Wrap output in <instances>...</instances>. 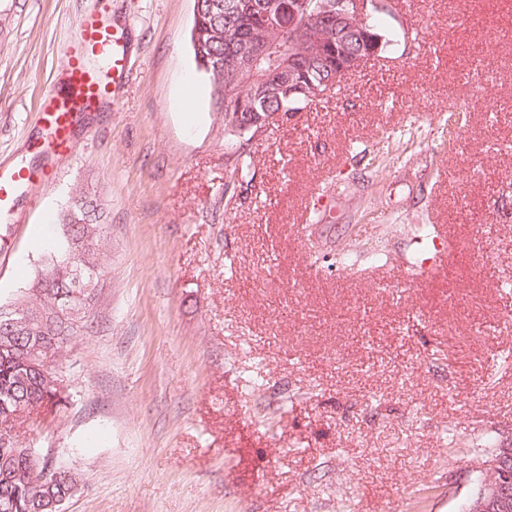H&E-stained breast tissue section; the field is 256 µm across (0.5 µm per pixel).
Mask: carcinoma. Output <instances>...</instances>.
<instances>
[{
  "instance_id": "cac0c4a2",
  "label": "carcinoma",
  "mask_w": 512,
  "mask_h": 512,
  "mask_svg": "<svg viewBox=\"0 0 512 512\" xmlns=\"http://www.w3.org/2000/svg\"><path fill=\"white\" fill-rule=\"evenodd\" d=\"M203 23L210 34L206 35L199 47L193 49L194 60L201 58L211 62H221L225 67L233 66L241 44L250 37L252 30L251 15L244 13L231 23L224 17V10L204 0ZM353 30L354 42L364 53L374 57L381 56L383 35L364 20L355 19L350 24ZM263 39L273 49V53L287 51L292 45V35L288 29L273 18L263 31ZM202 75L209 80L212 87L213 105L224 107L230 111V106L223 101L232 100L237 96L236 90L243 88L244 80L229 89H221L207 72ZM300 106L296 97L265 96L255 103V109L260 112H288ZM68 208L73 210L80 223L74 224L63 217L59 218L61 233L51 252L43 255L38 274L25 292L12 303L11 312L18 319L30 311L42 308L51 310L58 302L60 292L68 285L63 278L64 263L68 260L71 242L83 241L84 252L89 263H100L104 247L102 224L99 207L89 205L80 209L76 201H71ZM94 289L85 292L83 312L71 322L47 319L35 325V335L47 339L45 350L58 356L57 364H62L64 349L78 334V323L89 316L94 304ZM11 347L16 350L14 357L0 355V402L7 403L10 411L18 417H26L40 411L43 407L53 404L59 407L70 403L71 395L57 396V388L51 385L39 369L26 364L22 350L33 347L32 334L16 331L5 333L0 331V347ZM48 462L36 461L27 454L18 453L5 461H0V512H50L47 506L50 498L66 500L71 496V490L78 484V477L69 469L54 464L57 478L50 486L42 481V473ZM469 512H512V495L504 498L491 489L487 483H482V489L474 500Z\"/></svg>"
}]
</instances>
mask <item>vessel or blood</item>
<instances>
[{
    "label": "vessel or blood",
    "instance_id": "vessel-or-blood-1",
    "mask_svg": "<svg viewBox=\"0 0 512 512\" xmlns=\"http://www.w3.org/2000/svg\"><path fill=\"white\" fill-rule=\"evenodd\" d=\"M92 56L106 59L112 84L126 78L130 58L101 9L80 15L68 46L67 64L52 76L39 101L36 124L41 135L29 141L28 147L49 162L51 171H58L71 157L80 121L89 114L110 111L114 105L113 96L104 91L98 75L87 66ZM42 174L37 167L0 165V199L9 201L33 193Z\"/></svg>",
    "mask_w": 512,
    "mask_h": 512
}]
</instances>
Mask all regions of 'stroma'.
<instances>
[{
    "mask_svg": "<svg viewBox=\"0 0 512 512\" xmlns=\"http://www.w3.org/2000/svg\"><path fill=\"white\" fill-rule=\"evenodd\" d=\"M413 2L373 14L381 59L246 140L196 68L194 0H111L131 58L115 112L0 215L7 304L72 197L101 208L94 310L62 358L73 399L17 430L78 473L64 512H467L512 448V0ZM98 7L0 0V161L29 160L40 97ZM243 152L253 178L230 182ZM414 224L447 239L419 277ZM352 243L387 265L313 266Z\"/></svg>",
    "mask_w": 512,
    "mask_h": 512,
    "instance_id": "stroma-1",
    "label": "stroma"
}]
</instances>
